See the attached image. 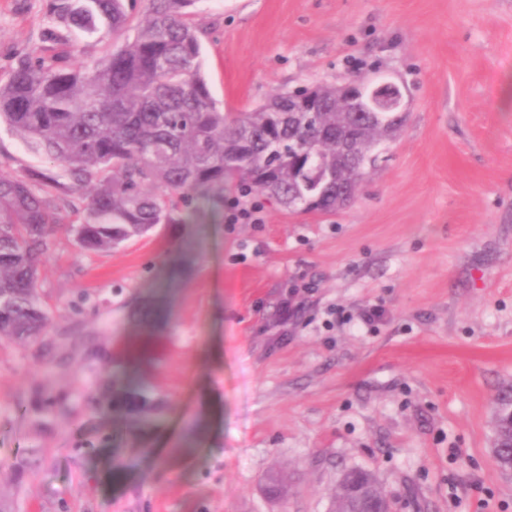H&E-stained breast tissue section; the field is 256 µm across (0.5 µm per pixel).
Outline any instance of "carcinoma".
<instances>
[{"label":"carcinoma","instance_id":"obj_1","mask_svg":"<svg viewBox=\"0 0 512 512\" xmlns=\"http://www.w3.org/2000/svg\"><path fill=\"white\" fill-rule=\"evenodd\" d=\"M198 0H50L49 16L76 35L48 57L18 60L0 78V123L35 151L93 186L87 214L66 231L88 251H108L159 224H182L180 205L224 207L235 180L276 203L316 211L349 206L365 156L389 142L401 112H338L319 102L315 123L288 111L303 90L279 92L232 114L212 98L202 45L191 21ZM99 53L83 57L81 40ZM122 45H117L118 41ZM27 176L0 171V336L28 341L46 328L37 301L39 264L60 224L56 206ZM119 407L146 405L142 389L115 396ZM495 457L512 473V440ZM336 512H389L371 473L353 469L336 492Z\"/></svg>","mask_w":512,"mask_h":512}]
</instances>
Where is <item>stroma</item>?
<instances>
[{
  "label": "stroma",
  "instance_id": "stroma-1",
  "mask_svg": "<svg viewBox=\"0 0 512 512\" xmlns=\"http://www.w3.org/2000/svg\"><path fill=\"white\" fill-rule=\"evenodd\" d=\"M48 4L0 0V74L56 51ZM193 20L225 111L380 73L406 123L336 213L256 191L263 223L232 224L230 185L225 208L99 252L65 230L87 191L1 124L0 170L51 175L35 189L62 228L46 329L0 338V512H332L354 468L391 512H512L493 453L512 386V0H200ZM126 384L150 411L112 405Z\"/></svg>",
  "mask_w": 512,
  "mask_h": 512
}]
</instances>
